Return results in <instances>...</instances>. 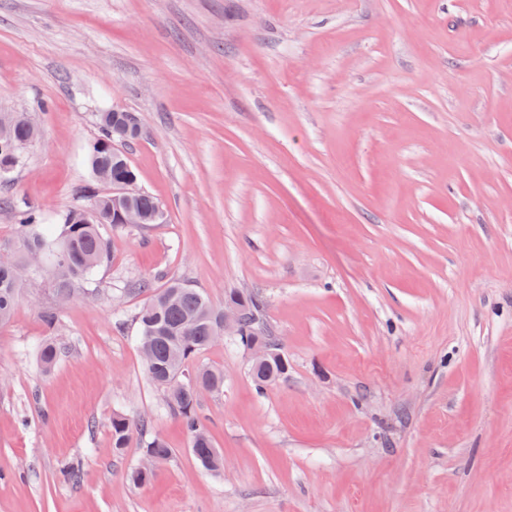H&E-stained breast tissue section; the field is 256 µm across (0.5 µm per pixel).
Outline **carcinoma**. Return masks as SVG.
I'll use <instances>...</instances> for the list:
<instances>
[{
	"mask_svg": "<svg viewBox=\"0 0 512 512\" xmlns=\"http://www.w3.org/2000/svg\"><path fill=\"white\" fill-rule=\"evenodd\" d=\"M12 122V141L0 148V164L16 159L15 168L24 164V150L35 138L37 131L23 112H9ZM99 136L89 146L87 163L93 179L99 178L102 168L111 176L135 175L125 152L113 145L116 140L129 144L137 139L123 137L112 126V113L103 109L97 113ZM104 223L82 224L79 214L70 210L60 215L54 224L46 223L42 213L34 208L23 212L19 224L17 245L4 248V261H0V324L10 320L19 289L24 282L39 278L53 281L57 294L64 299L74 287L90 283L92 274L109 255V232L118 228L112 223V198H96ZM134 205L148 217H153L160 206L146 193L138 194ZM59 242L69 247L63 261L44 271H27L29 253L33 250H50ZM230 302H241L245 309L239 335L232 340L247 349L253 343L269 347L272 356L263 367L250 369L256 390L263 394L288 375V357L282 352L274 337L265 330L261 321L263 301L254 295H232ZM224 309L216 308L199 289L178 279L169 280L156 288L147 301L135 312V340L138 346H148L151 365L146 372L155 386L161 389L166 406L176 415L190 437V451L202 467L218 472L224 468V455L216 448L207 426L202 421L198 404L205 392H215L224 387V372L214 368L196 367L194 361L204 350L213 345ZM62 347L50 340L38 351L40 363L53 368L60 359ZM112 450L120 454L127 448L133 429L144 434L143 454L160 462L168 459L172 450L159 436L150 434L149 421L133 420L123 412L112 415L110 423Z\"/></svg>",
	"mask_w": 512,
	"mask_h": 512,
	"instance_id": "1",
	"label": "carcinoma"
}]
</instances>
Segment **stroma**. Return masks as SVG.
<instances>
[{
    "mask_svg": "<svg viewBox=\"0 0 512 512\" xmlns=\"http://www.w3.org/2000/svg\"><path fill=\"white\" fill-rule=\"evenodd\" d=\"M0 105L38 128L0 245L91 208L103 105L139 115L165 213L112 230L93 293L24 283L0 326V512H512V0H0ZM171 278L258 294L288 358L261 394L230 339L199 356L218 473L133 339L129 285ZM116 410L173 450L149 484Z\"/></svg>",
    "mask_w": 512,
    "mask_h": 512,
    "instance_id": "stroma-1",
    "label": "stroma"
}]
</instances>
